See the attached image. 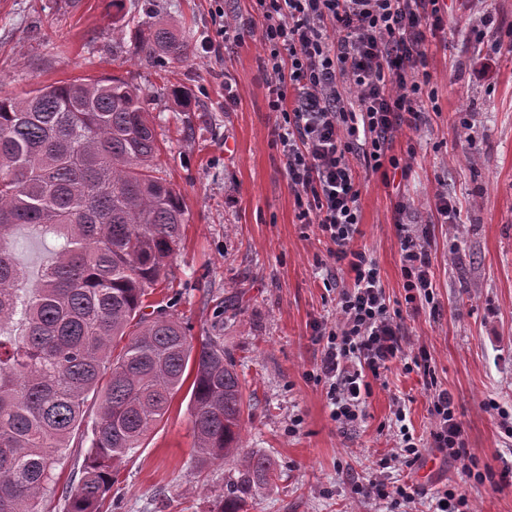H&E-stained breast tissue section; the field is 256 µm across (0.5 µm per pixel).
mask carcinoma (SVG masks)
<instances>
[{"instance_id": "1", "label": "carcinoma", "mask_w": 512, "mask_h": 512, "mask_svg": "<svg viewBox=\"0 0 512 512\" xmlns=\"http://www.w3.org/2000/svg\"><path fill=\"white\" fill-rule=\"evenodd\" d=\"M127 24L139 51L190 57L188 33ZM159 154L144 92L116 75L0 95V512H41L91 396V447L65 512H101L118 464L190 376L196 460L238 457L221 512H241L271 477L270 461L243 448L248 406L224 338L196 351L166 309L146 312L188 223ZM19 224L57 241L25 290L9 247Z\"/></svg>"}]
</instances>
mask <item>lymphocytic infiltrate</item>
I'll list each match as a JSON object with an SVG mask.
<instances>
[{
  "mask_svg": "<svg viewBox=\"0 0 512 512\" xmlns=\"http://www.w3.org/2000/svg\"><path fill=\"white\" fill-rule=\"evenodd\" d=\"M273 86L269 108L282 147L298 219L317 225L345 263L350 285L338 292L336 325L317 324L323 343L316 370L339 427L363 415L370 378L396 360L427 366L430 355H407L398 313L386 302L371 255L354 248L359 232L358 172L408 171L389 154L402 128L427 121L428 34L448 24L445 0H252ZM407 303L434 297L426 227L396 218ZM434 426L428 447L447 459L467 454L453 399L431 395Z\"/></svg>",
  "mask_w": 512,
  "mask_h": 512,
  "instance_id": "1",
  "label": "lymphocytic infiltrate"
}]
</instances>
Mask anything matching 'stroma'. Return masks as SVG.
Segmentation results:
<instances>
[{
  "mask_svg": "<svg viewBox=\"0 0 512 512\" xmlns=\"http://www.w3.org/2000/svg\"><path fill=\"white\" fill-rule=\"evenodd\" d=\"M447 3L451 29L428 43L437 110L426 126L403 129L392 142L393 154L411 158L407 174H360L354 246L378 265L390 307L401 314L405 349L429 351L439 385L453 397L467 454L447 462L426 448L415 466L384 469L380 461L395 444L394 399L405 402L410 428L425 438L433 426L431 392L422 373L405 372L397 361L372 380L363 422L341 429L330 418L326 389L313 376L322 350L313 326L336 321L347 276L317 226L297 218L257 37L216 55L201 48L215 34L216 8L249 27V0H124L119 11L111 0H0L1 92L21 96L113 74L141 86L151 114L164 118L158 162L182 195L188 222L169 261V287L148 300L178 318L193 343L223 337L236 365L250 409L245 444L273 464L270 482L247 497L243 512H403L391 496L366 502L355 494L371 471L390 493L413 483L419 512L447 484L462 487L471 512H512V482L501 477L512 439L487 406L493 399L512 408V47L496 44L512 32V0ZM127 15L191 31L189 60L167 65L136 52L132 37L113 39L114 24ZM479 25L487 31L481 43L467 33ZM174 85L189 104L172 95ZM462 116L470 131L461 130ZM228 141L236 146L229 156ZM439 190L454 200L456 223L437 213ZM400 201L405 222L427 225L433 240L434 309L405 302L394 227ZM12 244L36 281L52 258V239L22 224ZM188 404L186 392L176 394L143 447L123 460L106 512H220L236 463L197 464ZM91 438L73 435L43 512H63Z\"/></svg>",
  "mask_w": 512,
  "mask_h": 512,
  "instance_id": "1",
  "label": "stroma"
}]
</instances>
